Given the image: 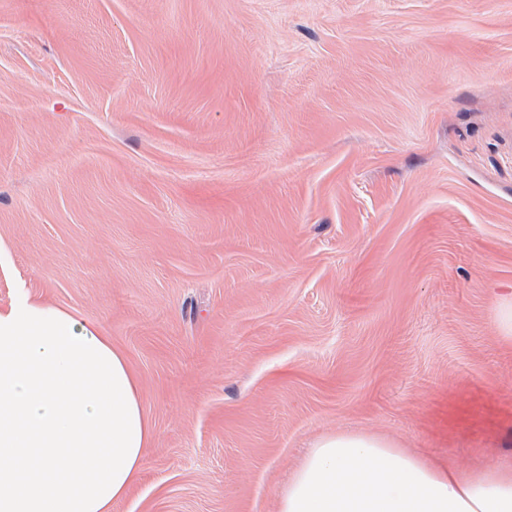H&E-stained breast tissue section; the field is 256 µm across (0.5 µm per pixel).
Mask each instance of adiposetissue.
I'll return each instance as SVG.
<instances>
[{
	"mask_svg": "<svg viewBox=\"0 0 512 512\" xmlns=\"http://www.w3.org/2000/svg\"><path fill=\"white\" fill-rule=\"evenodd\" d=\"M154 429L101 324L18 289L0 309V512H112ZM278 512H512V458L454 468L385 436L318 437Z\"/></svg>",
	"mask_w": 512,
	"mask_h": 512,
	"instance_id": "obj_1",
	"label": "adipose tissue"
}]
</instances>
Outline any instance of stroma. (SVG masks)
I'll use <instances>...</instances> for the list:
<instances>
[{
	"mask_svg": "<svg viewBox=\"0 0 512 512\" xmlns=\"http://www.w3.org/2000/svg\"><path fill=\"white\" fill-rule=\"evenodd\" d=\"M0 307L101 324L112 512H278L319 436L512 455V0H0Z\"/></svg>",
	"mask_w": 512,
	"mask_h": 512,
	"instance_id": "35a3bbf8",
	"label": "stroma"
}]
</instances>
